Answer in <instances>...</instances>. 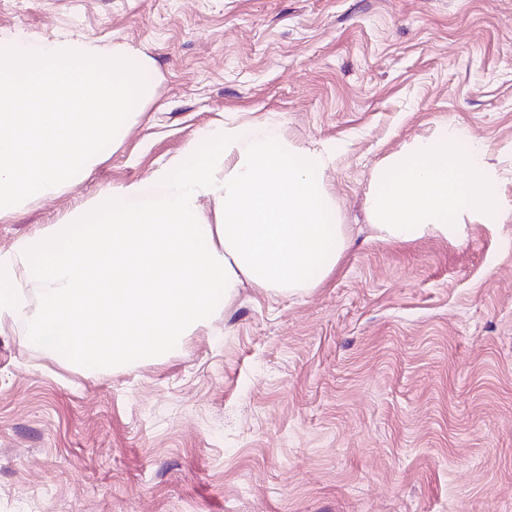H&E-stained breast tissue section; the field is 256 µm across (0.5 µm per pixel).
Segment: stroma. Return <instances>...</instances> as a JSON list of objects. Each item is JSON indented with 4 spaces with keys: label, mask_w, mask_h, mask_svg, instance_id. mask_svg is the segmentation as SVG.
<instances>
[{
    "label": "stroma",
    "mask_w": 512,
    "mask_h": 512,
    "mask_svg": "<svg viewBox=\"0 0 512 512\" xmlns=\"http://www.w3.org/2000/svg\"><path fill=\"white\" fill-rule=\"evenodd\" d=\"M152 58L121 145L0 222V256L223 122L332 148L335 274L242 288L170 356L73 368L0 324V512H512V0H0V47ZM488 145L499 221L375 238L389 155Z\"/></svg>",
    "instance_id": "1"
}]
</instances>
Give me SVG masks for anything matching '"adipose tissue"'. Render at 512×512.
Here are the masks:
<instances>
[{
  "instance_id": "adipose-tissue-1",
  "label": "adipose tissue",
  "mask_w": 512,
  "mask_h": 512,
  "mask_svg": "<svg viewBox=\"0 0 512 512\" xmlns=\"http://www.w3.org/2000/svg\"><path fill=\"white\" fill-rule=\"evenodd\" d=\"M222 152L183 165L157 201L132 182L87 200L65 224L20 240L0 260V322L72 367L159 358L208 326L217 295L318 287L351 246L348 228L319 180L324 147L298 148L275 132L227 124L205 133ZM488 149L455 130L386 158L367 196L376 239L465 238L466 217H502ZM215 203L204 215L201 199ZM42 299L31 315L26 290Z\"/></svg>"
}]
</instances>
